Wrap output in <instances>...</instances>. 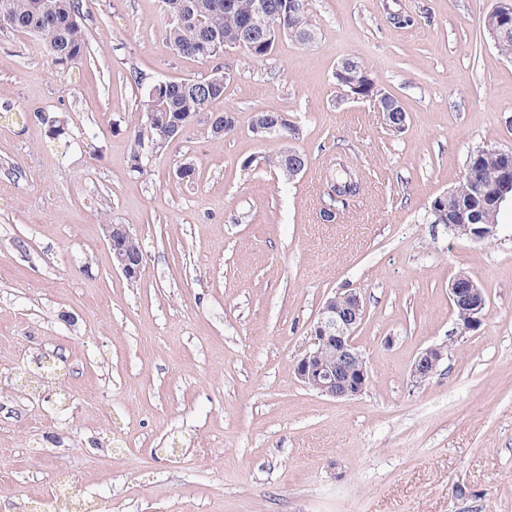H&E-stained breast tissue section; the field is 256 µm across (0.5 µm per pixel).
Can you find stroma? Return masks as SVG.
I'll list each match as a JSON object with an SVG mask.
<instances>
[{
	"instance_id": "stroma-1",
	"label": "stroma",
	"mask_w": 512,
	"mask_h": 512,
	"mask_svg": "<svg viewBox=\"0 0 512 512\" xmlns=\"http://www.w3.org/2000/svg\"><path fill=\"white\" fill-rule=\"evenodd\" d=\"M500 3L313 0L315 39L259 61L179 55L160 0H82L90 54L69 66L0 33V512H512V203L487 244L431 213L472 151L512 148V57L485 27ZM346 59L400 103L402 130L345 96ZM218 67L212 109L234 111V132L197 122L132 172L135 73ZM259 111L298 135L253 133ZM286 146L308 159L293 181L255 165ZM344 166L362 190L327 222ZM107 222L138 236L136 280L114 268ZM461 271L487 304L457 339ZM349 290L371 382L333 399L293 365ZM444 342L413 384L414 358ZM447 356V344L434 345L422 350L411 366V381L415 385L424 384L436 373L439 363Z\"/></svg>"
}]
</instances>
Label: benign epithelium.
Listing matches in <instances>:
<instances>
[{"label":"benign epithelium","instance_id":"benign-epithelium-1","mask_svg":"<svg viewBox=\"0 0 512 512\" xmlns=\"http://www.w3.org/2000/svg\"><path fill=\"white\" fill-rule=\"evenodd\" d=\"M512 14V3L505 0L487 17V29L499 41L500 34L507 32V18ZM476 159L494 157L498 167L489 185L473 186L474 196L488 202L491 212L498 210L504 192L512 187V148H479L472 152ZM457 189L437 197L431 208L434 223L460 237L467 234L473 243H489L496 235L497 224H466L465 214H459L463 223H448V199L456 196ZM106 244L112 251L114 266L129 280L139 276L138 258L129 245L136 238L129 224L104 225ZM450 308L455 318L456 331L463 336L480 326L486 307L484 290L467 272L460 271L448 285ZM366 314L364 298L357 291L337 293L326 299L319 308L310 330V347L296 360L294 373L309 389L334 399H352L362 395L370 383V370L365 357L356 346L354 337ZM448 357L445 344L430 346L415 358L411 370V381L421 385L437 371L439 363Z\"/></svg>","mask_w":512,"mask_h":512}]
</instances>
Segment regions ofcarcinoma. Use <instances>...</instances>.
Instances as JSON below:
<instances>
[{"instance_id":"1","label":"carcinoma","mask_w":512,"mask_h":512,"mask_svg":"<svg viewBox=\"0 0 512 512\" xmlns=\"http://www.w3.org/2000/svg\"><path fill=\"white\" fill-rule=\"evenodd\" d=\"M282 0H162L163 11L170 18L165 28V39L173 50L184 56L209 59L197 51L203 40L212 39L224 49V41L243 42V50L254 59H261L271 53V48H262L258 40L241 36L243 15L251 10L257 20H264L258 14L261 5H277ZM282 35L298 42L313 32L311 10L303 12L283 11L278 18ZM16 31L30 34L44 43V48L52 61L61 66L83 59L88 53V38L80 12L79 0H0V32ZM225 73L216 71L204 78H182L167 82L157 92L147 89L140 100V118L132 132V171L142 174L147 171L149 160L140 155L143 144L161 143L168 147L174 137L163 127L147 124L148 115H166L186 126L201 113L210 112L213 103L224 95ZM363 96L376 98L380 108L391 105L395 111H402L397 100L387 95H379L374 82H368ZM264 165L278 173L286 181L290 180L288 159L281 152L262 157ZM496 163L491 158L477 165L467 160V178L458 184V193L448 205V215L465 208L471 219L467 223H481L482 202L470 196L474 179L489 178Z\"/></svg>"}]
</instances>
